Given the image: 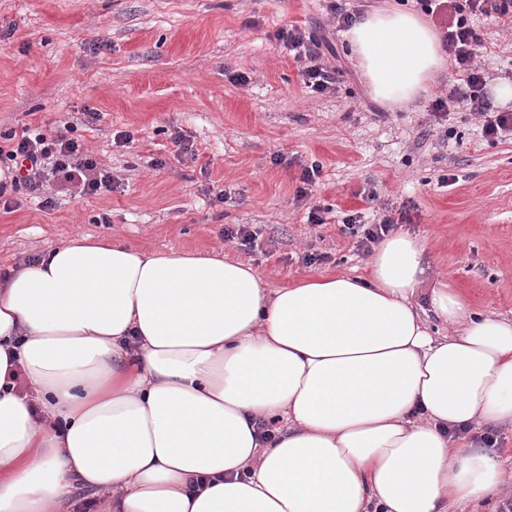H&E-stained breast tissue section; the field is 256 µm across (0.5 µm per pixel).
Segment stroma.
I'll return each mask as SVG.
<instances>
[{"label":"stroma","mask_w":512,"mask_h":512,"mask_svg":"<svg viewBox=\"0 0 512 512\" xmlns=\"http://www.w3.org/2000/svg\"><path fill=\"white\" fill-rule=\"evenodd\" d=\"M331 0H0V132L76 127L115 179L90 197L7 191L0 273L76 234L149 252L221 250L267 288L305 277L363 275L371 254L346 232L406 212L398 233L423 241L432 277L473 307L512 317V137L482 134L460 107L376 102L338 32ZM294 24L326 35L337 90L310 95L275 38ZM488 87L512 84V25L474 18ZM245 75L238 84L236 75ZM100 118L86 124L84 112ZM130 132L127 145L114 141ZM195 161L174 157L175 135ZM316 166L310 196L302 170ZM226 191L217 201V191ZM323 221L309 223L312 207ZM259 234L250 249L224 227ZM323 255L307 264L305 254Z\"/></svg>","instance_id":"1"}]
</instances>
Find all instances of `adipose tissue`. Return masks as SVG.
<instances>
[{
    "mask_svg": "<svg viewBox=\"0 0 512 512\" xmlns=\"http://www.w3.org/2000/svg\"><path fill=\"white\" fill-rule=\"evenodd\" d=\"M370 94L427 96L450 62L418 13L344 33ZM386 237L368 276L264 288L228 254L77 235L0 277V512H448L505 469L452 430L512 424V318ZM448 326L432 335L428 317ZM23 371L30 394L12 375Z\"/></svg>",
    "mask_w": 512,
    "mask_h": 512,
    "instance_id": "ef3b65f1",
    "label": "adipose tissue"
}]
</instances>
